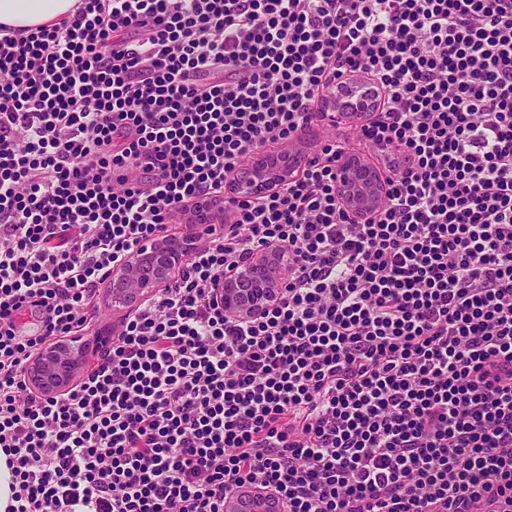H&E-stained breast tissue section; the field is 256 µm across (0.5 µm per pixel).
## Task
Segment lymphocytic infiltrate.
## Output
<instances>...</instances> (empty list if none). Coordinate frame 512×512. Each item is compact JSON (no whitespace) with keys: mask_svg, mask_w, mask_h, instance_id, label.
<instances>
[{"mask_svg":"<svg viewBox=\"0 0 512 512\" xmlns=\"http://www.w3.org/2000/svg\"><path fill=\"white\" fill-rule=\"evenodd\" d=\"M386 191L336 193L340 92ZM309 139L287 186L229 193ZM201 197L184 271L56 396L25 367ZM288 251L256 320L215 284ZM38 313L35 334L20 319ZM0 451L10 512H512V0H77L0 27ZM224 512H288V504L272 493L245 488L224 499Z\"/></svg>","mask_w":512,"mask_h":512,"instance_id":"1","label":"lymphocytic infiltrate"}]
</instances>
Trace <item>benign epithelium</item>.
<instances>
[{
    "label": "benign epithelium",
    "instance_id": "1",
    "mask_svg": "<svg viewBox=\"0 0 512 512\" xmlns=\"http://www.w3.org/2000/svg\"><path fill=\"white\" fill-rule=\"evenodd\" d=\"M288 180V164L262 150L234 177L235 194L258 197L282 188ZM336 190L349 212L368 215L383 196V183L375 170L356 160H343L337 169ZM214 222V212L200 201L191 227ZM194 232L158 238L126 255L106 277L112 307L130 313L166 287L180 270L194 245ZM288 277V252L269 247L253 253L227 273L213 290L224 313L238 321H250L277 304ZM88 367L86 357L72 347H43L30 359L26 376L29 386L41 395L64 392ZM224 512H288V504L260 490L245 488L224 499Z\"/></svg>",
    "mask_w": 512,
    "mask_h": 512
}]
</instances>
